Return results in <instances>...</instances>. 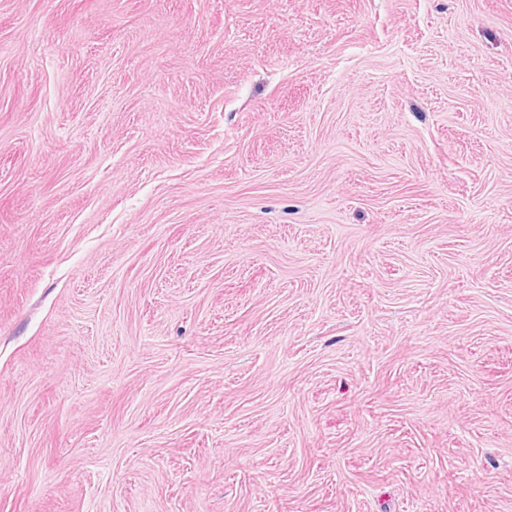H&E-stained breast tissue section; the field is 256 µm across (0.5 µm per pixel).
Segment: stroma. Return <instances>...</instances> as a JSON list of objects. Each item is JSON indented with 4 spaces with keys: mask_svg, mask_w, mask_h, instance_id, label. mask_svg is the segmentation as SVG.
<instances>
[{
    "mask_svg": "<svg viewBox=\"0 0 512 512\" xmlns=\"http://www.w3.org/2000/svg\"><path fill=\"white\" fill-rule=\"evenodd\" d=\"M0 512H512V0H0Z\"/></svg>",
    "mask_w": 512,
    "mask_h": 512,
    "instance_id": "obj_1",
    "label": "stroma"
}]
</instances>
